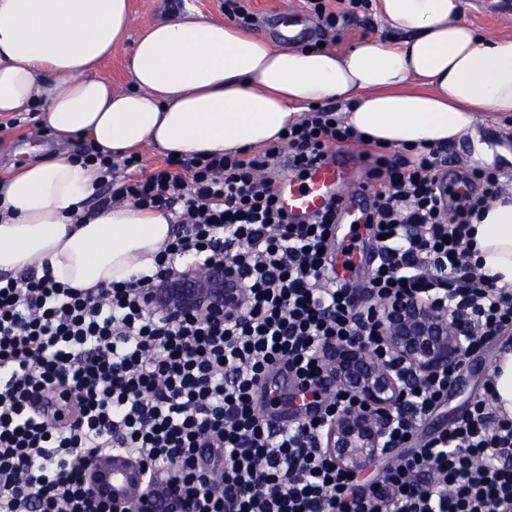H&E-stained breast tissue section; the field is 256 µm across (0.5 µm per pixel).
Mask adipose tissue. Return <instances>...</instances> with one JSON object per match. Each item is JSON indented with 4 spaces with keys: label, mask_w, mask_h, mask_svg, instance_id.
<instances>
[{
    "label": "adipose tissue",
    "mask_w": 512,
    "mask_h": 512,
    "mask_svg": "<svg viewBox=\"0 0 512 512\" xmlns=\"http://www.w3.org/2000/svg\"><path fill=\"white\" fill-rule=\"evenodd\" d=\"M398 39L372 36L348 50L286 48L229 20L170 15L129 41L130 0H0V112H35L59 143L92 142L119 157L236 153L277 141L308 107L343 104L342 119L387 148L470 139L494 168L512 151L485 141L484 113L512 117V37L463 19L464 0H379ZM130 75L98 74L112 53ZM96 165L67 157L0 177V272L48 264L76 288L125 282L154 266L172 216L129 204L88 208ZM474 259L512 285V192L475 226Z\"/></svg>",
    "instance_id": "obj_1"
}]
</instances>
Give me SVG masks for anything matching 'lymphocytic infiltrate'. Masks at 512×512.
<instances>
[{
  "label": "lymphocytic infiltrate",
  "mask_w": 512,
  "mask_h": 512,
  "mask_svg": "<svg viewBox=\"0 0 512 512\" xmlns=\"http://www.w3.org/2000/svg\"><path fill=\"white\" fill-rule=\"evenodd\" d=\"M336 109H310L281 142L242 153L167 156L140 173L133 154L114 161L93 145L100 206L127 200L167 210L177 224L155 268L98 290L50 272L0 277V512H106L87 494L85 464L112 449L148 468H171L196 512H512V419L496 411L492 380L448 428L419 437L418 425L448 398L451 369L408 387L386 443L409 448L400 464L360 485L325 456L322 423L350 405L326 393V343L374 340L370 301L410 292L453 308L476 351L512 329V288L472 261L473 224L502 193L497 173L476 169L481 192L449 209L444 148L375 152L368 170L373 208L363 222L376 259L363 287L341 279L330 251L335 206L290 220L270 171L282 153L324 157L356 141ZM134 178H119V169ZM224 262L245 294L220 325L173 319L143 295L163 287L176 261ZM296 382L315 415L280 426L256 412L273 404L270 372ZM41 403H33L34 395Z\"/></svg>",
  "instance_id": "1"
}]
</instances>
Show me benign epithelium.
<instances>
[{"label": "benign epithelium", "mask_w": 512, "mask_h": 512, "mask_svg": "<svg viewBox=\"0 0 512 512\" xmlns=\"http://www.w3.org/2000/svg\"><path fill=\"white\" fill-rule=\"evenodd\" d=\"M244 290L222 264L203 271L189 265L147 304L173 318L200 315L222 323L244 305ZM377 342L364 339L326 345V388L352 396L356 405L327 420L320 447L344 471L361 472L379 459H402L385 447L388 420L409 386H421L435 374L460 365L468 351L457 315L421 295H398L375 307ZM148 470L137 459L112 454L86 464L90 494L111 512H196L195 500L174 473Z\"/></svg>", "instance_id": "obj_1"}]
</instances>
